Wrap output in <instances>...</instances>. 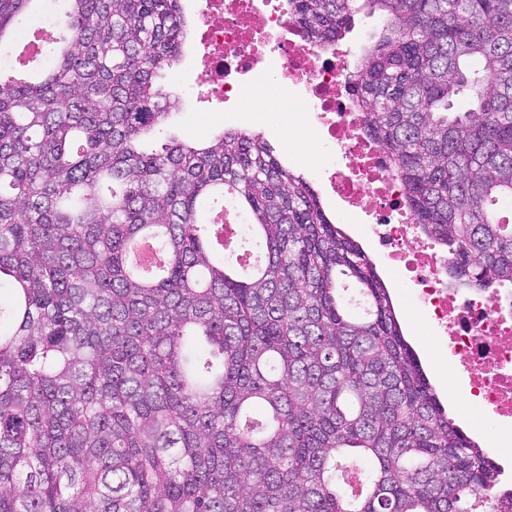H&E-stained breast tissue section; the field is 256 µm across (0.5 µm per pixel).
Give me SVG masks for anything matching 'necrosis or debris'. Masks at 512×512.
<instances>
[{"label":"necrosis or debris","mask_w":512,"mask_h":512,"mask_svg":"<svg viewBox=\"0 0 512 512\" xmlns=\"http://www.w3.org/2000/svg\"><path fill=\"white\" fill-rule=\"evenodd\" d=\"M288 0H196L194 60L216 112H269L259 95L276 83L293 126L313 131L298 141L325 158L323 183L387 264L407 272L415 306L430 323L451 376L466 377L471 402L496 431L492 446L512 459V310L495 293L461 290L448 276V256L422 233L386 153L364 129L350 54L328 51L284 21Z\"/></svg>","instance_id":"necrosis-or-debris-1"}]
</instances>
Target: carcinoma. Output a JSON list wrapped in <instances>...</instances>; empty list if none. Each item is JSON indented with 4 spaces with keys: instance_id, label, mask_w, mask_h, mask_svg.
Instances as JSON below:
<instances>
[{
    "instance_id": "obj_1",
    "label": "carcinoma",
    "mask_w": 512,
    "mask_h": 512,
    "mask_svg": "<svg viewBox=\"0 0 512 512\" xmlns=\"http://www.w3.org/2000/svg\"><path fill=\"white\" fill-rule=\"evenodd\" d=\"M47 2L0 0V512H512L377 263L263 135L145 147L184 106L155 84L183 0H62L33 35L67 49L18 80L3 44ZM363 10L356 103L406 204L452 279L512 285V0H288L327 46ZM159 258L154 250L152 235L143 236L133 247V267L142 275H149L159 267Z\"/></svg>"
}]
</instances>
